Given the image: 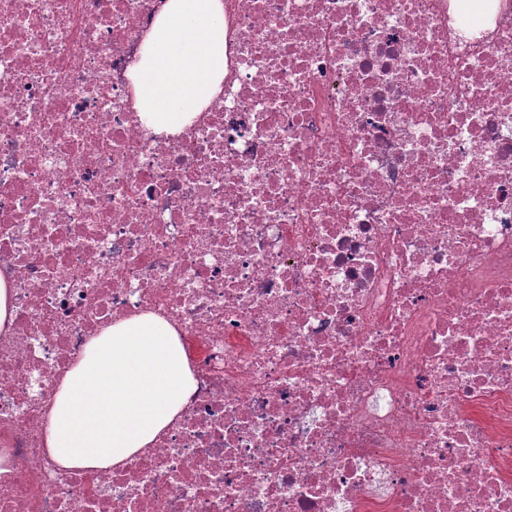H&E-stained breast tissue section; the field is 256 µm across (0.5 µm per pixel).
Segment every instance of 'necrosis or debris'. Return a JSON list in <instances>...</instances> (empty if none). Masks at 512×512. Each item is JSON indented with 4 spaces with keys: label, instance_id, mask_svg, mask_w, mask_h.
Returning a JSON list of instances; mask_svg holds the SVG:
<instances>
[{
    "label": "necrosis or debris",
    "instance_id": "necrosis-or-debris-1",
    "mask_svg": "<svg viewBox=\"0 0 512 512\" xmlns=\"http://www.w3.org/2000/svg\"><path fill=\"white\" fill-rule=\"evenodd\" d=\"M167 0H0V512H512V0H224L176 135ZM196 380L109 470L49 408L108 326ZM156 133H179L224 83L223 0H168L127 74Z\"/></svg>",
    "mask_w": 512,
    "mask_h": 512
}]
</instances>
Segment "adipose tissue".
<instances>
[{"label":"adipose tissue","mask_w":512,"mask_h":512,"mask_svg":"<svg viewBox=\"0 0 512 512\" xmlns=\"http://www.w3.org/2000/svg\"><path fill=\"white\" fill-rule=\"evenodd\" d=\"M128 78L145 125L180 132L224 83L223 0H168ZM194 388L168 321L147 313L113 324L60 383L50 454L71 469L118 466L176 420Z\"/></svg>","instance_id":"obj_1"}]
</instances>
